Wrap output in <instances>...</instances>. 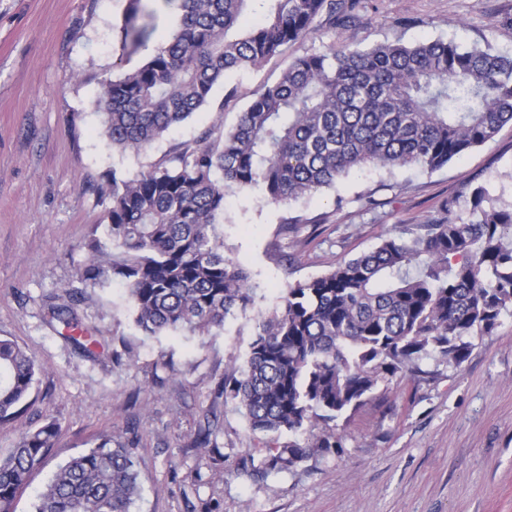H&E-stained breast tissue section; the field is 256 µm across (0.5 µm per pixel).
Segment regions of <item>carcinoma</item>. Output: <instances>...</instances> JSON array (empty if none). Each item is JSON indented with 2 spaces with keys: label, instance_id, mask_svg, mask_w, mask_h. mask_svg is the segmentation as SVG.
Wrapping results in <instances>:
<instances>
[{
  "label": "carcinoma",
  "instance_id": "obj_1",
  "mask_svg": "<svg viewBox=\"0 0 512 512\" xmlns=\"http://www.w3.org/2000/svg\"><path fill=\"white\" fill-rule=\"evenodd\" d=\"M181 15L141 64L108 79L93 100L112 149L139 153L210 103L229 74L288 52L327 14L346 23L363 0H177ZM147 0H127L120 49L131 56L155 32ZM512 124V54L463 50L452 41L378 43L294 57L228 132L212 126L152 170L112 175L101 236L77 272L81 283L126 290L134 322L209 335L254 304L246 271L224 256L220 220L229 192L259 186L286 204L368 168L434 171ZM474 219L440 216L400 228L373 250L288 286L260 316L243 361L218 386L267 455L251 474L296 469L342 447L328 424L381 397L397 377L421 376L433 357L459 366L475 338L512 316V203L477 187ZM65 339L95 344L70 304L51 307ZM38 365L0 338V420L15 416ZM59 423L22 434L0 454V512H14L54 444ZM306 435L301 444L294 436ZM288 435L292 440L283 443ZM136 442L109 436L60 466L31 512H130L139 496Z\"/></svg>",
  "mask_w": 512,
  "mask_h": 512
}]
</instances>
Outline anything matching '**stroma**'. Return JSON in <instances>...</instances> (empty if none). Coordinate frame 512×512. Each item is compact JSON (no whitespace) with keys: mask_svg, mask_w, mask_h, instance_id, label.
Segmentation results:
<instances>
[{"mask_svg":"<svg viewBox=\"0 0 512 512\" xmlns=\"http://www.w3.org/2000/svg\"><path fill=\"white\" fill-rule=\"evenodd\" d=\"M126 0H0V336L38 366L30 407L0 420V454L56 419L61 432L15 512L71 457L102 438L134 433L141 493L131 512H512V317L476 338L461 366L433 358L422 380L394 379L382 398L341 422L342 446L295 471L254 480L242 464L261 445L243 414L217 398L225 372L249 348L257 312L288 284L374 249L399 227L436 217L472 220L471 195L512 201V125L435 171L415 166L352 174L298 201L231 194L224 254L257 288L254 310L208 336L136 327L120 283L85 288L77 271L112 180L147 172L209 125L231 129L288 56L217 85L200 112L140 154L112 149L92 109L104 80L141 63L176 23L153 0L157 34L121 56ZM401 39H442L512 53V0H364L348 24L328 16L296 54L365 49ZM293 232H286V224ZM73 303L97 341L92 352L62 336L50 306ZM210 429L208 448L193 447Z\"/></svg>","mask_w":512,"mask_h":512,"instance_id":"1","label":"stroma"}]
</instances>
